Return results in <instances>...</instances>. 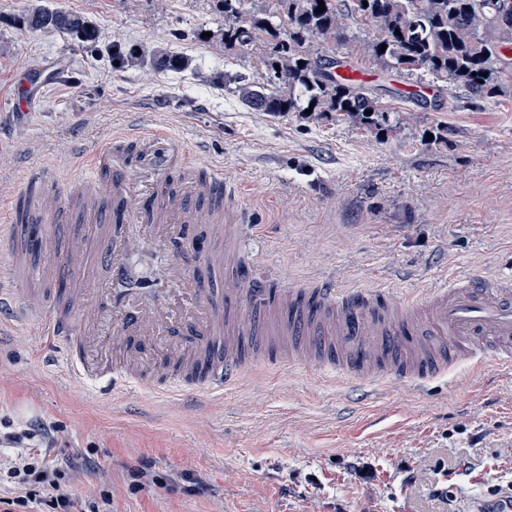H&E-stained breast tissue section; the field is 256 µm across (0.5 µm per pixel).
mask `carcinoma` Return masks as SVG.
Segmentation results:
<instances>
[{
    "instance_id": "1",
    "label": "carcinoma",
    "mask_w": 512,
    "mask_h": 512,
    "mask_svg": "<svg viewBox=\"0 0 512 512\" xmlns=\"http://www.w3.org/2000/svg\"><path fill=\"white\" fill-rule=\"evenodd\" d=\"M321 1L325 10L317 14ZM220 2L224 42L259 57L257 77L226 76L224 82L234 83L241 102L260 112L310 108L380 126L390 111L382 95L331 72L339 65L336 37L366 22L374 32L365 52L387 69L403 75L422 70L428 80L460 84L479 99L512 85V0H261L257 11L248 7L252 0ZM25 22L86 44L98 39L84 16L62 10L34 6ZM317 44L328 48L322 52Z\"/></svg>"
}]
</instances>
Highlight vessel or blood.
<instances>
[{
    "label": "vessel or blood",
    "instance_id": "1",
    "mask_svg": "<svg viewBox=\"0 0 512 512\" xmlns=\"http://www.w3.org/2000/svg\"><path fill=\"white\" fill-rule=\"evenodd\" d=\"M190 154L188 144L141 124L115 130L95 147L74 187L85 223L108 249L91 252L76 242L65 264L79 270L78 287L49 296L37 320L24 283L45 270L23 272L35 241L20 223L34 211L63 212L65 194L48 168L27 166L0 210V332L36 326L49 339L44 364L67 362L116 395L165 368L164 394L223 396L240 383L241 351L255 336L271 344L273 364L298 362L363 380L389 373L422 385L452 362L477 363L488 354L512 371V276H455L412 300L390 288H340L332 279L272 286L239 263L251 221L241 185L217 170L198 175ZM131 221L156 240L170 290L152 296L132 278L127 244L114 230ZM203 221L213 229L201 259L224 274L216 290L169 252L183 229ZM113 332L122 343H109Z\"/></svg>",
    "mask_w": 512,
    "mask_h": 512
}]
</instances>
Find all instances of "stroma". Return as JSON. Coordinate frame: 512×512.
<instances>
[{
	"label": "stroma",
	"mask_w": 512,
	"mask_h": 512,
	"mask_svg": "<svg viewBox=\"0 0 512 512\" xmlns=\"http://www.w3.org/2000/svg\"><path fill=\"white\" fill-rule=\"evenodd\" d=\"M35 4L83 15L98 42L29 28ZM223 32L217 0H0V200L26 164L67 183L76 144L137 120L243 182L262 226L251 252L271 283L332 274L361 288L388 269L407 290L447 265L512 271V87L483 100L436 88L416 102L414 79L363 51L368 25L341 51L392 90L387 123L258 112L224 86L225 74L254 76L257 59L225 48ZM114 47L142 63L115 65ZM172 51L186 68L156 66ZM22 73L31 90L18 110ZM42 345L21 329L0 337V422L43 423L55 438L37 451L45 466L66 469L83 501L111 494L109 512H441L439 482L454 512H485L492 489L512 486V375L489 357L423 387L299 364L254 367L220 399L169 397L153 382L116 399L44 368Z\"/></svg>",
	"instance_id": "1"
}]
</instances>
